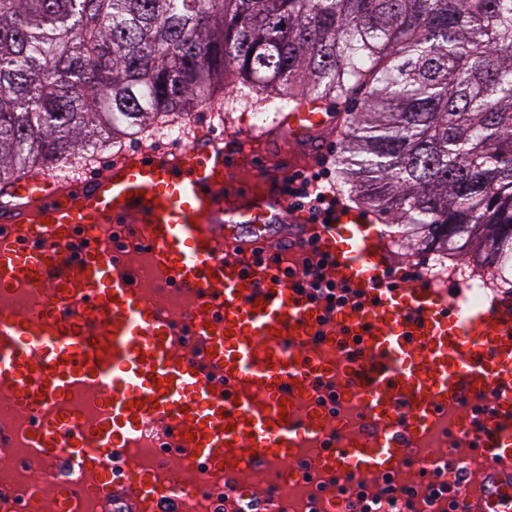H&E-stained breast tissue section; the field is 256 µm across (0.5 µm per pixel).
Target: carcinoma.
<instances>
[{"label": "carcinoma", "instance_id": "carcinoma-1", "mask_svg": "<svg viewBox=\"0 0 512 512\" xmlns=\"http://www.w3.org/2000/svg\"><path fill=\"white\" fill-rule=\"evenodd\" d=\"M361 93L337 189L512 281V0H0V195L196 106Z\"/></svg>", "mask_w": 512, "mask_h": 512}]
</instances>
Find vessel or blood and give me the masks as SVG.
Instances as JSON below:
<instances>
[{"label": "vessel or blood", "instance_id": "b4317fda", "mask_svg": "<svg viewBox=\"0 0 512 512\" xmlns=\"http://www.w3.org/2000/svg\"><path fill=\"white\" fill-rule=\"evenodd\" d=\"M335 121L308 98L234 136L110 156L103 173L17 181L0 201V458L27 449L33 512H348L330 477L444 470L456 512H512V292L473 302L396 283L380 225L289 209ZM288 143L278 162L271 140ZM254 177L236 180L240 167ZM348 288L329 309L303 276ZM452 421L478 451L424 440ZM116 459L123 476H109ZM223 488L221 499L191 480Z\"/></svg>", "mask_w": 512, "mask_h": 512}]
</instances>
